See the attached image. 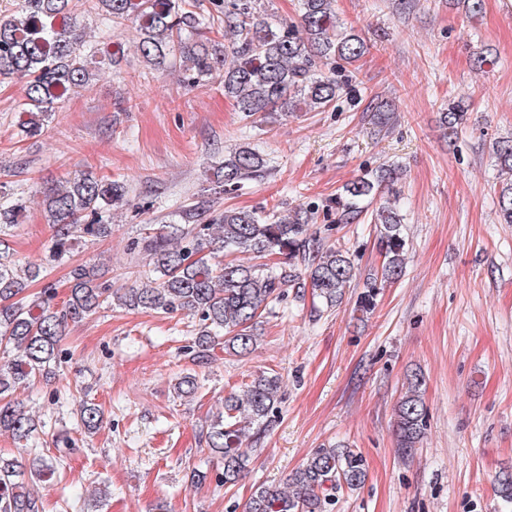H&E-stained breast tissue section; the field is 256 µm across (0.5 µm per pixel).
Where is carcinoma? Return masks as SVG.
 <instances>
[{
    "mask_svg": "<svg viewBox=\"0 0 512 512\" xmlns=\"http://www.w3.org/2000/svg\"><path fill=\"white\" fill-rule=\"evenodd\" d=\"M334 3L299 0L298 21L288 22L260 14V0H210L222 15L223 30L217 40L200 38L210 19L193 10L191 0H92V9L106 27L129 28L137 52L147 63H179L189 87L220 77L224 97L251 118L266 112L322 111L350 92L357 80L356 63L369 47L338 21ZM123 54L122 42L110 36L94 43L86 39L74 0H16L14 13H0V77L24 83L25 102L16 123L19 132L27 137L42 135L55 105L112 67ZM466 112L463 99L448 102L441 116L447 137L457 134ZM496 159L501 179L499 215L512 224V142L499 145ZM263 168L262 156L241 145L218 164L214 182L236 186ZM394 180V169L382 166L347 184L336 195V214L350 223L363 212L364 202ZM127 194L124 182L89 169L66 186L43 193L45 217L53 231L49 261H63L82 238L112 236V206L123 203ZM23 210L25 201L0 185V433L18 442L32 438L37 424L13 398L14 392L55 374L63 356L59 344L69 323L95 314L112 297L111 288L98 282L94 268L86 265L71 267L62 305L52 304L51 284L35 299L22 297L29 284L45 278L47 271L34 264L18 274L9 238ZM209 210L210 201L201 199L179 211L181 223L132 242L131 250L149 258L153 277L117 297L119 305L129 310L186 312L197 318L192 361L208 363L218 346L234 355L251 351L257 343L253 324L271 310L283 288L308 285L326 304L341 302L353 278L352 262L347 251L307 234L309 209L259 214L226 208L202 220ZM402 221L399 211L386 203L372 212L371 223L380 226L385 282L399 279L405 269ZM236 253L275 256L278 262L268 266L229 258ZM377 295V281L366 283L357 299L358 310L372 312ZM423 385L420 374H411L397 405L396 432L403 456L410 455L427 429ZM198 389L192 373L175 384L180 397H192ZM279 391V376L262 373L244 384L242 392L227 396L223 411L206 426L207 447L223 461V485H237L248 471L246 426L271 423ZM80 422L92 433L102 423V412L87 405ZM54 473L50 458L24 463L0 457V512H43L42 499L29 488L26 477L49 480ZM366 476L361 453L336 446L319 448L289 475L285 487L257 488L245 512H331L336 492L359 488ZM494 489L512 503V471L501 472Z\"/></svg>",
    "mask_w": 512,
    "mask_h": 512,
    "instance_id": "carcinoma-1",
    "label": "carcinoma"
}]
</instances>
